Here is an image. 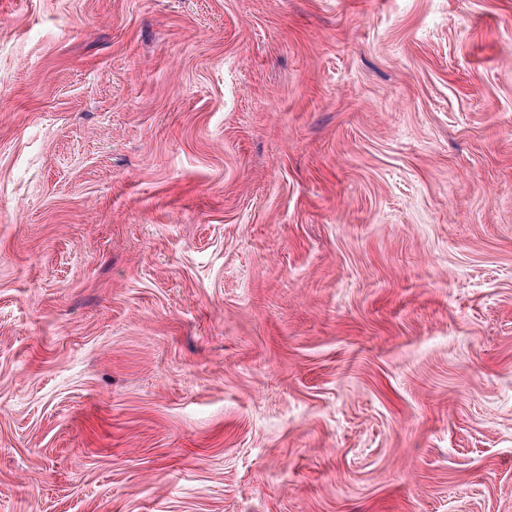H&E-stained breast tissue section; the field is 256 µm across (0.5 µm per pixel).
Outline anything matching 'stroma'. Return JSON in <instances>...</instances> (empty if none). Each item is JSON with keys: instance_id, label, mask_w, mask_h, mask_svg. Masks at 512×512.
Wrapping results in <instances>:
<instances>
[{"instance_id": "obj_1", "label": "stroma", "mask_w": 512, "mask_h": 512, "mask_svg": "<svg viewBox=\"0 0 512 512\" xmlns=\"http://www.w3.org/2000/svg\"><path fill=\"white\" fill-rule=\"evenodd\" d=\"M0 512H512V0H0Z\"/></svg>"}]
</instances>
